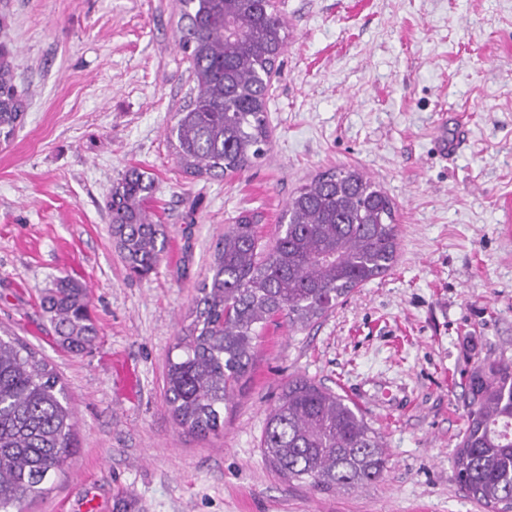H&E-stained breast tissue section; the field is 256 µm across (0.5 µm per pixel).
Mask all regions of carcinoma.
Wrapping results in <instances>:
<instances>
[{"mask_svg":"<svg viewBox=\"0 0 512 512\" xmlns=\"http://www.w3.org/2000/svg\"><path fill=\"white\" fill-rule=\"evenodd\" d=\"M178 45L194 87L173 115L168 139L182 169L222 178L269 150L268 75L283 53L286 24L269 0H180ZM27 105L0 48V143L21 126ZM147 172L132 169L106 196L111 234L130 274L146 277L167 243L145 204ZM273 245L247 217L228 226L199 286L191 322L167 359L165 400L176 423L206 435L224 425L234 387L249 375L259 329L283 317L302 329L339 299L388 272L397 258L395 204L360 170L316 176L288 201ZM61 346L83 351L98 335L87 288L66 278L42 300ZM466 426L452 457L467 495L496 510L512 503V366L485 363L467 378ZM75 414L59 376L19 338L0 335V512H26L73 449ZM274 472L320 493L378 482L389 455L357 405L304 376L288 380L260 441Z\"/></svg>","mask_w":512,"mask_h":512,"instance_id":"obj_1","label":"carcinoma"}]
</instances>
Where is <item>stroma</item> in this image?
Instances as JSON below:
<instances>
[{
    "instance_id": "stroma-1",
    "label": "stroma",
    "mask_w": 512,
    "mask_h": 512,
    "mask_svg": "<svg viewBox=\"0 0 512 512\" xmlns=\"http://www.w3.org/2000/svg\"><path fill=\"white\" fill-rule=\"evenodd\" d=\"M287 45L269 83L271 148L213 179L182 170L166 133L189 102L179 0H0V44L28 103L0 146V327L54 366L75 448L28 512H488L451 467L464 382L512 364V0H275ZM458 137L451 155L440 133ZM352 166L394 202L393 268L302 330L260 333L224 427L180 428L167 358L229 224L273 242L297 188ZM131 168L155 180L167 227L155 273L129 277L105 196ZM65 277L86 286L98 334L61 348L40 305ZM348 397L383 438L388 469L349 494L271 471L266 414L289 379Z\"/></svg>"
}]
</instances>
